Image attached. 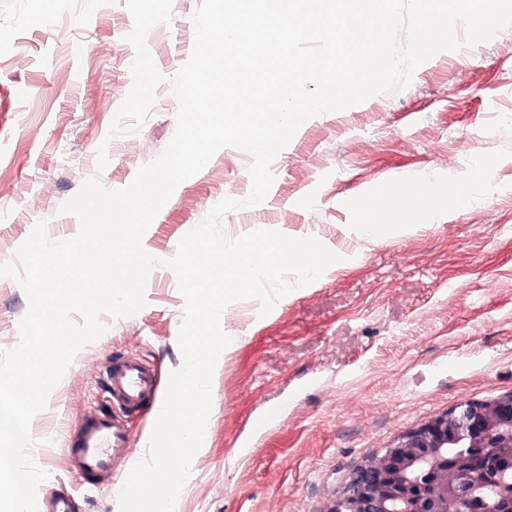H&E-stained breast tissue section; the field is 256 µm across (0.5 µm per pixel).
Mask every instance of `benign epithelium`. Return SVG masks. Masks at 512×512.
<instances>
[{"instance_id": "benign-epithelium-1", "label": "benign epithelium", "mask_w": 512, "mask_h": 512, "mask_svg": "<svg viewBox=\"0 0 512 512\" xmlns=\"http://www.w3.org/2000/svg\"><path fill=\"white\" fill-rule=\"evenodd\" d=\"M502 448H512V393L461 402L367 460L331 512H464L490 492L496 512H512Z\"/></svg>"}]
</instances>
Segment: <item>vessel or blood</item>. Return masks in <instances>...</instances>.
<instances>
[{
	"label": "vessel or blood",
	"mask_w": 512,
	"mask_h": 512,
	"mask_svg": "<svg viewBox=\"0 0 512 512\" xmlns=\"http://www.w3.org/2000/svg\"><path fill=\"white\" fill-rule=\"evenodd\" d=\"M107 385L113 399L126 411L139 409L154 391L151 369L139 361L118 356L107 371ZM128 445V432L118 419L105 415L88 417L71 459L86 478L94 480L111 470L114 452Z\"/></svg>",
	"instance_id": "vessel-or-blood-1"
}]
</instances>
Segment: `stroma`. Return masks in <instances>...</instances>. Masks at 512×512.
<instances>
[{
	"mask_svg": "<svg viewBox=\"0 0 512 512\" xmlns=\"http://www.w3.org/2000/svg\"><path fill=\"white\" fill-rule=\"evenodd\" d=\"M200 0H172L169 23L147 44L166 81L134 133L110 136L132 84L134 21L126 0H0V264L15 261L37 222L50 239L75 236L61 212L82 183L128 186L169 144L178 101L168 83L194 46ZM512 27L491 40L443 51L401 90L307 120L272 163L258 205L223 215L231 238L256 226L313 237L338 254L312 283L268 314L255 299L226 307L236 339L211 384L208 441L190 465L179 512H330L356 470L464 400L512 392ZM107 145L108 164L97 167ZM247 151L220 148L180 183L142 243L159 264L146 304L82 348L29 426L28 454L48 477L38 495L67 494L72 512H119L118 495L147 453L155 406L126 423L132 445L111 471L86 482L69 449L88 415L119 414L103 381L112 355L134 358L165 394L183 364L185 300L165 260L222 199L252 187ZM489 174L459 207H444L474 164ZM436 178L432 214L420 224L364 237L356 210L379 184ZM28 308L19 284L0 277V350L19 342ZM281 412L264 430L266 411Z\"/></svg>",
	"mask_w": 512,
	"mask_h": 512,
	"instance_id": "obj_1",
	"label": "stroma"
}]
</instances>
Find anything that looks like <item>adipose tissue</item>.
Returning <instances> with one entry per match:
<instances>
[{"mask_svg": "<svg viewBox=\"0 0 512 512\" xmlns=\"http://www.w3.org/2000/svg\"><path fill=\"white\" fill-rule=\"evenodd\" d=\"M431 190L417 183L394 181L378 186L358 212V225L367 237L396 225L419 223L427 211Z\"/></svg>", "mask_w": 512, "mask_h": 512, "instance_id": "obj_1", "label": "adipose tissue"}]
</instances>
